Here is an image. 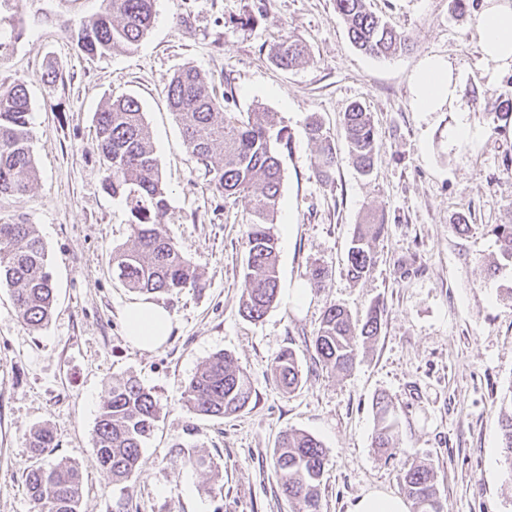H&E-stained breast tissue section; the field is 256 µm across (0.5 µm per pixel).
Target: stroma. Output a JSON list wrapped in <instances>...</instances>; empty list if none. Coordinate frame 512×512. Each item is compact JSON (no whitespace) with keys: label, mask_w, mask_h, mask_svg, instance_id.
<instances>
[{"label":"stroma","mask_w":512,"mask_h":512,"mask_svg":"<svg viewBox=\"0 0 512 512\" xmlns=\"http://www.w3.org/2000/svg\"><path fill=\"white\" fill-rule=\"evenodd\" d=\"M482 0H367L406 34L410 52L377 59L351 43L334 0H156L137 49L83 55L71 29L99 0H19L0 24L9 40L0 85L21 82L31 101L30 145L38 175L24 197H0V221L26 220L42 239L56 289L52 316L33 329L0 288V512H33L25 487L23 437L45 426L83 475L79 512H112L120 487H104L94 427L112 382L136 378L160 406L130 484L129 512H296L281 492L274 450L282 431L317 437L327 450L322 512H347L363 492L401 494L400 473L424 463L437 473L442 512H512V472L500 448V411L512 390V262L493 228L512 224V128L475 147L454 145L447 108L417 111L411 77L428 58H452L468 72L471 120L490 128L512 105V72L492 79L478 45ZM295 35L308 60L282 70L269 58ZM192 66L228 112H275L286 142L278 148L282 190L276 214L281 290L307 281L315 264L329 276L295 309L286 299L257 321L239 307L244 290V196L213 192L166 92L167 78ZM56 70L57 81L47 77ZM132 95L141 103L161 160L169 203L164 228L203 275L204 286L155 293L173 329L159 348L132 346L124 311L140 301L112 272V251L132 245L131 216L102 185L95 113ZM371 114L379 150L360 175L342 128L352 102ZM318 119L336 144L331 180L313 172L307 129ZM384 216L377 261L350 279L347 250L357 224ZM468 231H459L460 223ZM385 312L379 335L351 372L330 374L314 356L326 308L353 319L373 303ZM294 348L303 382L284 392L269 375L274 356ZM232 356L253 395L242 411L213 418L190 411L186 386L217 352ZM397 407L401 452L373 448L377 396ZM211 458L219 477L182 464L183 449Z\"/></svg>","instance_id":"1"}]
</instances>
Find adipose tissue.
Segmentation results:
<instances>
[{"label": "adipose tissue", "instance_id": "obj_1", "mask_svg": "<svg viewBox=\"0 0 512 512\" xmlns=\"http://www.w3.org/2000/svg\"><path fill=\"white\" fill-rule=\"evenodd\" d=\"M482 59L491 74L512 71V0H482L478 23ZM468 75L453 60H426L413 80V101L421 112L447 106L456 120L448 132L457 145L478 141L484 133L470 119L471 108L465 97ZM126 336L143 350L160 347L171 331V316L150 301L130 306L125 312Z\"/></svg>", "mask_w": 512, "mask_h": 512}]
</instances>
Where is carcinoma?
<instances>
[{"instance_id":"cac0c4a2","label":"carcinoma","mask_w":512,"mask_h":512,"mask_svg":"<svg viewBox=\"0 0 512 512\" xmlns=\"http://www.w3.org/2000/svg\"><path fill=\"white\" fill-rule=\"evenodd\" d=\"M155 0H101L100 11L72 33L79 50L88 57L102 56L121 47L139 44L152 27ZM336 13L347 25L349 36L361 52L387 58L409 48V39L366 7L365 0H335ZM271 60L289 70L305 60V46L286 37L271 49ZM165 90L178 118L184 143L191 149L216 193L250 198L252 220L246 225L242 312L260 319L277 299L278 239L273 231L281 191L278 147L283 131L276 128L272 112H249L237 117L224 111V103L208 88L205 76L194 67L176 71ZM31 102L24 85L17 82L0 90V196H24L36 179L30 146ZM343 129L359 171L371 172L377 143L371 117L359 103L343 116ZM316 145L315 173L324 179L336 167V148L321 123L309 124ZM96 149L103 164V186L112 196L126 198L133 217V247L112 251V265L124 287L141 294L178 293L203 286L202 274L187 258L183 247L164 230L168 200L162 183L161 163L151 142L149 128L138 99H117L96 112ZM221 155L214 161L215 155ZM385 232L384 221L359 224L347 255L348 274L365 276L374 265L375 243ZM493 234L501 256L512 261V225L499 224ZM0 286L9 288L24 324L38 329L48 323L54 287L47 270V256L36 225L24 220L0 222ZM382 310L369 307L361 326L352 323L341 306L332 304L313 336L316 358L332 372L348 373L357 356L358 339L370 340L381 328ZM273 380L290 393L303 377L295 350L279 352L270 366ZM252 385L234 366L232 357L216 353L195 373L184 392L193 412L222 418L244 409L251 401ZM378 428L373 445L387 456L400 448L391 402H375ZM159 408L151 391L128 378L112 384L102 397L95 425L97 468L104 487L124 485L137 473L142 448L154 431ZM501 448L512 471V400L502 410ZM26 488L37 512H79L83 477L79 468L60 459L45 468L33 460L54 447L46 427L30 430L24 438ZM276 472L283 494L297 512H321L320 486L326 449L315 436L297 430L284 431L274 452ZM182 464L213 470V462L196 451L183 454ZM412 512H441L436 497V476L425 465H412L401 475Z\"/></svg>"}]
</instances>
